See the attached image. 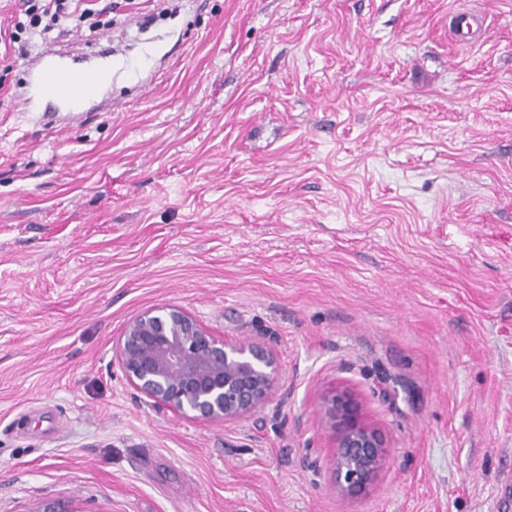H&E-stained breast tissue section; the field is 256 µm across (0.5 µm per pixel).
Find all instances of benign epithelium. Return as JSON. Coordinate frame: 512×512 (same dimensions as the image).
Wrapping results in <instances>:
<instances>
[{"instance_id": "7a95c632", "label": "benign epithelium", "mask_w": 512, "mask_h": 512, "mask_svg": "<svg viewBox=\"0 0 512 512\" xmlns=\"http://www.w3.org/2000/svg\"><path fill=\"white\" fill-rule=\"evenodd\" d=\"M126 378L150 405L200 422H231L264 403L274 352L261 342L233 345L179 306L161 305L129 321L115 344ZM320 414L333 433L331 481L342 496L366 494L389 463L383 433L364 422L346 388L325 395Z\"/></svg>"}]
</instances>
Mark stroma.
<instances>
[{"instance_id": "obj_1", "label": "stroma", "mask_w": 512, "mask_h": 512, "mask_svg": "<svg viewBox=\"0 0 512 512\" xmlns=\"http://www.w3.org/2000/svg\"><path fill=\"white\" fill-rule=\"evenodd\" d=\"M186 0L40 42L108 112L18 109L0 0V512H512V0ZM150 85H143L145 75ZM173 304L277 357L267 401L154 409L113 345ZM385 435L330 485L318 409ZM320 414L334 438L329 460L334 489L347 498L365 495L389 463L383 433L364 422L359 401L345 387L323 397Z\"/></svg>"}]
</instances>
